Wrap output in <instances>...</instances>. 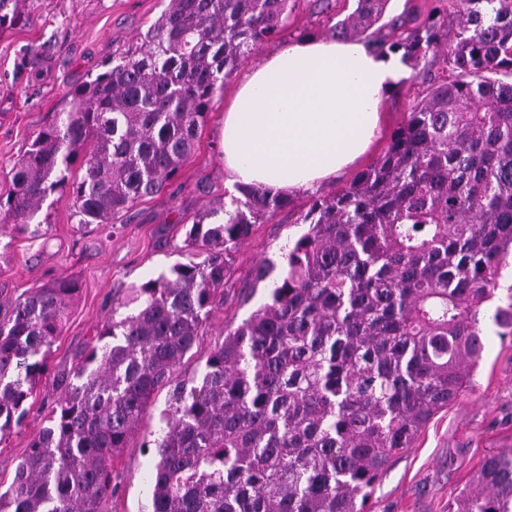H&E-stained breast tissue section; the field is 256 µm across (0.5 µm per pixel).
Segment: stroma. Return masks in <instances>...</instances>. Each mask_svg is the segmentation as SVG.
Wrapping results in <instances>:
<instances>
[{"label": "stroma", "mask_w": 512, "mask_h": 512, "mask_svg": "<svg viewBox=\"0 0 512 512\" xmlns=\"http://www.w3.org/2000/svg\"><path fill=\"white\" fill-rule=\"evenodd\" d=\"M292 14L278 40L246 59L250 69L284 43L330 35L355 0H291ZM168 0H27L21 21L0 32V195L10 187L9 172L36 133L67 110V91L96 75L102 62L137 44L141 34L166 8ZM457 9L455 0H390L378 38H408L412 25L424 23L435 9ZM407 15L411 25L390 28ZM442 57L426 54L402 64L401 75L383 105L379 140L336 180L293 194L286 209L255 225L249 238L233 249L223 305L211 313L197 346L178 368L180 377L200 374L209 352L224 332L263 305L267 288L255 284V267L269 259L283 264L294 240L305 232L300 215L314 199L349 184L375 162L408 112L436 81L452 78ZM240 80L232 75L218 92L212 112L199 131L195 149L160 196L135 205L128 223L78 229L67 201L43 203L38 213L47 226V245L4 230L0 233V321L15 302L48 281L75 278L80 291L67 311L66 324L26 406L22 425L0 442V488L11 483L31 438L43 427V412L57 397L61 375L96 344L101 327L112 319V300L182 261L181 248L193 217L223 209L236 189L227 182L220 149L224 104ZM486 349L473 376V388L438 412L412 448L390 463L376 485L371 512H448L459 490L471 486L485 456L512 450V336L501 337L485 323ZM167 391L156 394L151 414L130 434L119 456L116 512H148L155 460L144 442L153 439Z\"/></svg>", "instance_id": "stroma-1"}]
</instances>
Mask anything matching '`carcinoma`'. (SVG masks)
<instances>
[{
	"label": "carcinoma",
	"instance_id": "1",
	"mask_svg": "<svg viewBox=\"0 0 512 512\" xmlns=\"http://www.w3.org/2000/svg\"><path fill=\"white\" fill-rule=\"evenodd\" d=\"M22 0H0V29ZM389 0H357L332 26L365 34ZM454 41L431 19L403 59L442 53L456 79L428 92L379 159L315 200L285 264L262 262L269 301L227 330L200 379L177 369L224 302L228 256L288 207L240 189L224 217L186 232L191 254L133 290L97 343L59 379L0 512H113L114 457L169 393L152 442L150 512H367L390 459L473 387L480 315L512 263V0H458ZM289 0H169L141 45L71 88L10 171L0 212L36 241L51 195L82 228L125 224L192 154L216 93L288 27ZM81 175L71 179L73 169ZM78 282L28 293L0 322V439L22 424ZM490 318L512 336V286ZM448 512H512V451L492 453Z\"/></svg>",
	"mask_w": 512,
	"mask_h": 512
}]
</instances>
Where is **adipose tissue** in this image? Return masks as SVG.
I'll return each mask as SVG.
<instances>
[{
    "instance_id": "adipose-tissue-1",
    "label": "adipose tissue",
    "mask_w": 512,
    "mask_h": 512,
    "mask_svg": "<svg viewBox=\"0 0 512 512\" xmlns=\"http://www.w3.org/2000/svg\"><path fill=\"white\" fill-rule=\"evenodd\" d=\"M395 60L333 37L286 43L240 79L224 109L229 182L295 194L354 164L380 134Z\"/></svg>"
}]
</instances>
